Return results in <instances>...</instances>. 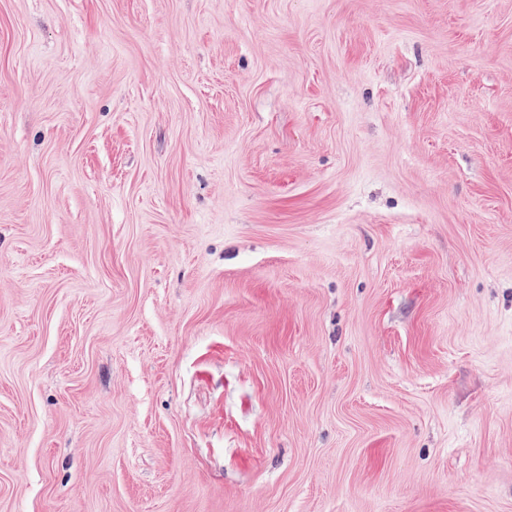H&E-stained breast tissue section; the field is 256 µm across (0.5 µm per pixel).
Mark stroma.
I'll return each instance as SVG.
<instances>
[{"label": "stroma", "mask_w": 512, "mask_h": 512, "mask_svg": "<svg viewBox=\"0 0 512 512\" xmlns=\"http://www.w3.org/2000/svg\"><path fill=\"white\" fill-rule=\"evenodd\" d=\"M0 512H512V0H0Z\"/></svg>", "instance_id": "35a3bbf8"}]
</instances>
